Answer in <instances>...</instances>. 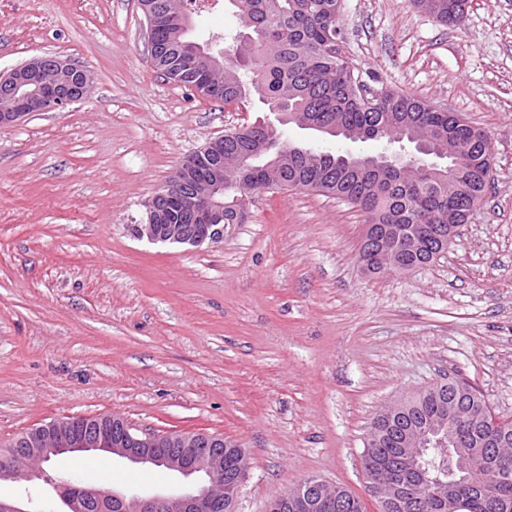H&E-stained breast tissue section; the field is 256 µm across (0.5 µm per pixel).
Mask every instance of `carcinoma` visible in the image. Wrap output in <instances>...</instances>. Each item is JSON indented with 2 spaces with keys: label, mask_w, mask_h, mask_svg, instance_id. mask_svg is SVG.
Masks as SVG:
<instances>
[{
  "label": "carcinoma",
  "mask_w": 512,
  "mask_h": 512,
  "mask_svg": "<svg viewBox=\"0 0 512 512\" xmlns=\"http://www.w3.org/2000/svg\"><path fill=\"white\" fill-rule=\"evenodd\" d=\"M243 31L231 56L205 65L201 44L179 32V0H141L155 16L153 68L180 85L226 105L245 108L253 97L269 111L290 117L301 113L332 138L418 142L430 138L423 168L387 169L353 161L350 152L327 151L282 140L279 128L253 123L224 133L202 157L197 169L224 161V223L244 224L246 200L260 192L306 189L334 195L364 212L373 224H439L452 211L459 223L480 204L492 172L489 139H476L477 127L411 94L384 85L374 87L344 49L338 0H230ZM467 0H412L448 27L459 26L448 5ZM458 154L443 160L448 145ZM438 402L420 393L404 400L401 420L421 425L437 412ZM370 462L377 471L397 463L399 436L380 434ZM52 491L76 494L84 486L77 476H49ZM321 512H365L363 501L347 494L345 504ZM466 512H500L479 490H471Z\"/></svg>",
  "instance_id": "cac0c4a2"
}]
</instances>
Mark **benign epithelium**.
<instances>
[{
  "label": "benign epithelium",
  "mask_w": 512,
  "mask_h": 512,
  "mask_svg": "<svg viewBox=\"0 0 512 512\" xmlns=\"http://www.w3.org/2000/svg\"><path fill=\"white\" fill-rule=\"evenodd\" d=\"M92 90L88 72L79 64L56 56L34 58L0 76V126L15 124L34 112L62 110L86 98ZM224 192V168L218 167L192 182L174 180L162 186L145 204V219L135 225V234L152 243L180 244L199 247L224 238V203L215 195ZM180 204L182 221L167 224L164 216L169 205ZM458 233V226L422 224L417 238H433L439 249L445 250ZM368 247L360 255L362 268L371 263L370 256L378 254L374 242V225L364 229ZM463 406L453 399L448 407L423 427L403 431L401 455L395 469L370 478L373 497L381 504V512L393 508L419 507L413 497L407 477L420 478L433 495L448 501V512H460L463 507L457 494V483L477 478L474 461L482 449L494 448L499 440L479 442L470 430L489 419V416H462ZM112 422L123 428L117 435L100 430L79 437L66 421H55L35 427L25 436L27 455L35 461L28 466L0 468V482L23 479L28 482L42 479L44 465L70 454L106 452L132 464H150L174 471L190 480L178 488L152 494L128 493L120 490L88 486L78 495L60 499L61 512H85L89 500L112 501L122 512H233L249 469L243 448L205 432L151 434L141 432L117 416ZM234 448V476H224V449ZM431 448H442L456 458L459 481H445L434 474L426 459ZM341 498L338 487L307 478L287 495L270 503L267 512H314L323 502Z\"/></svg>",
  "instance_id": "1"
}]
</instances>
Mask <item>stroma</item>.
<instances>
[{
  "instance_id": "obj_1",
  "label": "stroma",
  "mask_w": 512,
  "mask_h": 512,
  "mask_svg": "<svg viewBox=\"0 0 512 512\" xmlns=\"http://www.w3.org/2000/svg\"><path fill=\"white\" fill-rule=\"evenodd\" d=\"M191 35L220 51L240 21L205 0ZM139 0H0V74L39 55L93 77L87 99L0 127V443L54 419L118 414L155 433L236 441V512L308 477L379 512L362 471L374 418L446 378L512 420V0H469L440 25L411 0H343L346 51L388 87L464 115L491 139L483 204L447 250L364 272L365 215L317 192L256 197L194 248L132 227L188 154L266 119L161 77ZM53 471L152 492L176 473L108 455Z\"/></svg>"
}]
</instances>
